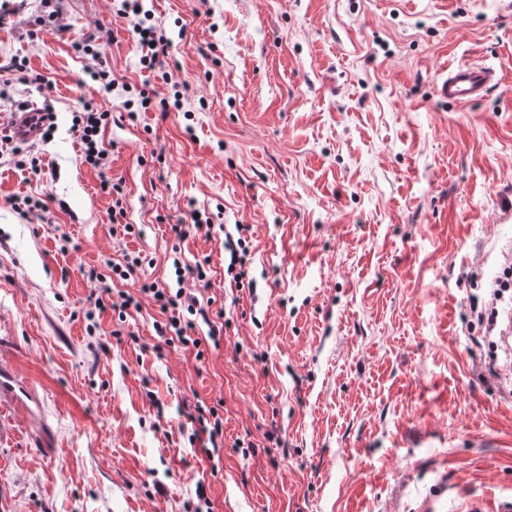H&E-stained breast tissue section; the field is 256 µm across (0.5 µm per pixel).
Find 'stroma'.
Listing matches in <instances>:
<instances>
[{
    "instance_id": "obj_1",
    "label": "stroma",
    "mask_w": 512,
    "mask_h": 512,
    "mask_svg": "<svg viewBox=\"0 0 512 512\" xmlns=\"http://www.w3.org/2000/svg\"><path fill=\"white\" fill-rule=\"evenodd\" d=\"M118 6L0 0V131L30 102L54 114L0 140V512H196L201 485L209 512L512 498V344L470 316L512 260V0H147L168 83ZM473 62L499 85L440 98ZM142 89L154 104L105 129V169L85 162L83 102L116 114ZM105 176L137 235L113 238ZM193 208L249 225L256 290L225 283L223 232L176 240ZM176 244L211 259L186 291L231 312L205 363L154 351L134 281L114 284L141 297L121 339L109 313L87 331L84 270L136 251L162 284ZM200 402L224 420L216 466L179 430ZM494 69L481 64H461L448 69V77L438 85L444 100L456 105H470L488 96L496 83Z\"/></svg>"
}]
</instances>
